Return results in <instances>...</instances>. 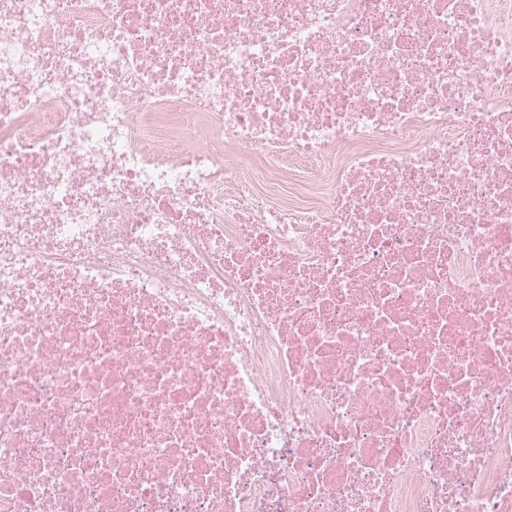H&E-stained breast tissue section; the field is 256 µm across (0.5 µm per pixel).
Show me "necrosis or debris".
Here are the masks:
<instances>
[{
  "label": "necrosis or debris",
  "instance_id": "4bbe7bcc",
  "mask_svg": "<svg viewBox=\"0 0 512 512\" xmlns=\"http://www.w3.org/2000/svg\"><path fill=\"white\" fill-rule=\"evenodd\" d=\"M0 512H512V0H0Z\"/></svg>",
  "mask_w": 512,
  "mask_h": 512
}]
</instances>
